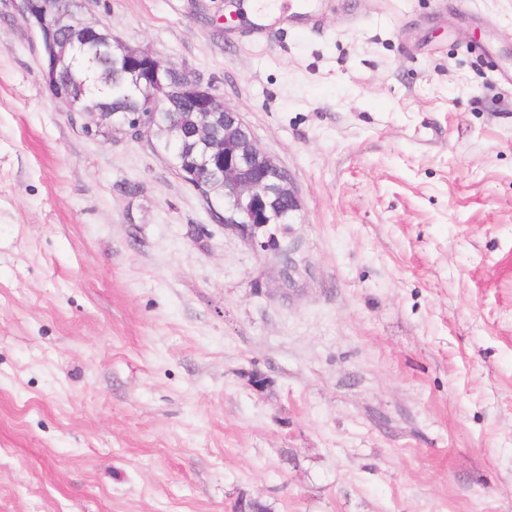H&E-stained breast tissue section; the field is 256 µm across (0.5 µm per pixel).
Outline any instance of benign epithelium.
Segmentation results:
<instances>
[{
  "instance_id": "1",
  "label": "benign epithelium",
  "mask_w": 512,
  "mask_h": 512,
  "mask_svg": "<svg viewBox=\"0 0 512 512\" xmlns=\"http://www.w3.org/2000/svg\"><path fill=\"white\" fill-rule=\"evenodd\" d=\"M55 28L64 32L72 24L82 31V39L90 45H100L116 55L133 79V91L143 86H165L171 65L154 54L128 45L112 36V32L83 16L52 15ZM177 96L194 104L195 120L189 124L190 135L205 147L200 162L193 164L186 176L188 183L204 193L208 180L219 177L224 181V205L213 210L224 226L243 233L270 223L275 205H283L291 219H296L301 203L288 172L267 153L258 148L247 131L240 114L230 110L222 100L192 78L177 91ZM159 112L158 99L144 96L140 109L122 119L108 112H91L88 128L105 132L121 130L132 140L154 135V120ZM224 125V138H215L214 128Z\"/></svg>"
}]
</instances>
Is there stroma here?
I'll return each mask as SVG.
<instances>
[{
    "instance_id": "35a3bbf8",
    "label": "stroma",
    "mask_w": 512,
    "mask_h": 512,
    "mask_svg": "<svg viewBox=\"0 0 512 512\" xmlns=\"http://www.w3.org/2000/svg\"><path fill=\"white\" fill-rule=\"evenodd\" d=\"M256 2L84 0L288 170L249 240L0 0V512H512V0Z\"/></svg>"
}]
</instances>
